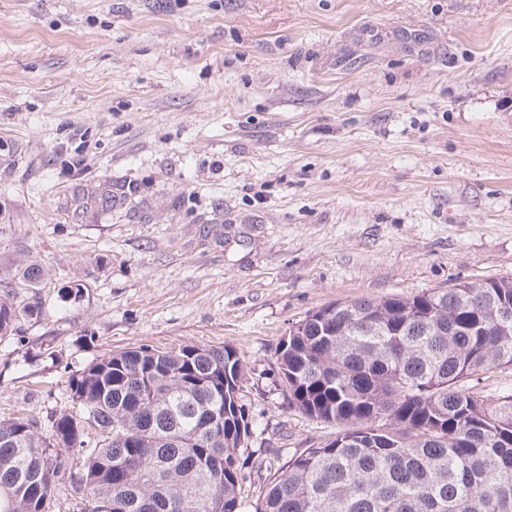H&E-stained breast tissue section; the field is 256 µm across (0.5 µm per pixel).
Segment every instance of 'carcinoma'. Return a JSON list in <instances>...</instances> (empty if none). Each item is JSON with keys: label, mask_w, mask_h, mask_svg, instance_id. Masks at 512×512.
<instances>
[{"label": "carcinoma", "mask_w": 512, "mask_h": 512, "mask_svg": "<svg viewBox=\"0 0 512 512\" xmlns=\"http://www.w3.org/2000/svg\"><path fill=\"white\" fill-rule=\"evenodd\" d=\"M0 295V337L37 312ZM512 278L324 305L279 348L288 407L337 426L267 488L257 512H512V392L472 382L512 369ZM231 350L105 354L69 386L76 411L0 420V512H43L85 453L94 512H239L251 431Z\"/></svg>", "instance_id": "cac0c4a2"}]
</instances>
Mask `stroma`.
<instances>
[{"label": "stroma", "instance_id": "stroma-1", "mask_svg": "<svg viewBox=\"0 0 512 512\" xmlns=\"http://www.w3.org/2000/svg\"><path fill=\"white\" fill-rule=\"evenodd\" d=\"M501 277L512 0H0V281L39 303L0 338V419L71 409L111 351L231 348L256 512L337 432L288 407L293 323ZM80 472L45 512H80Z\"/></svg>", "mask_w": 512, "mask_h": 512}]
</instances>
